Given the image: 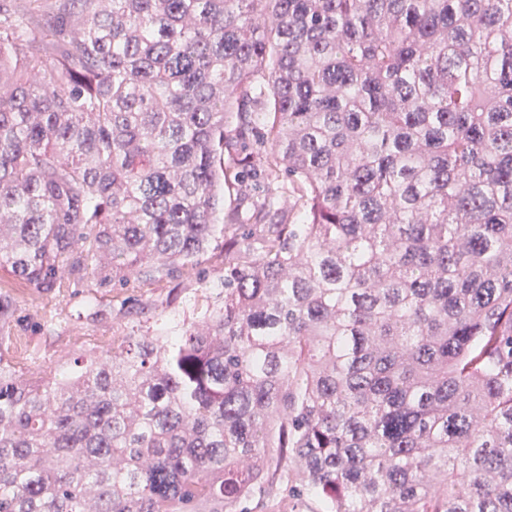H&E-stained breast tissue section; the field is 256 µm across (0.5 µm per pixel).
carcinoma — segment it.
Returning <instances> with one entry per match:
<instances>
[{
	"label": "carcinoma",
	"instance_id": "cac0c4a2",
	"mask_svg": "<svg viewBox=\"0 0 512 512\" xmlns=\"http://www.w3.org/2000/svg\"><path fill=\"white\" fill-rule=\"evenodd\" d=\"M16 2L0 271L221 246L224 291L61 374L0 352V512H512V0Z\"/></svg>",
	"mask_w": 512,
	"mask_h": 512
}]
</instances>
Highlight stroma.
I'll return each mask as SVG.
<instances>
[{
  "label": "stroma",
  "mask_w": 512,
  "mask_h": 512,
  "mask_svg": "<svg viewBox=\"0 0 512 512\" xmlns=\"http://www.w3.org/2000/svg\"><path fill=\"white\" fill-rule=\"evenodd\" d=\"M201 267L204 279L178 271L141 288H101L89 272L68 273L51 295L20 286L2 271L0 292L13 297L19 316L6 357L31 374L50 375L82 354L111 349L118 338L152 330L167 313L195 317V296L221 289L223 249L204 255Z\"/></svg>",
  "instance_id": "obj_1"
}]
</instances>
